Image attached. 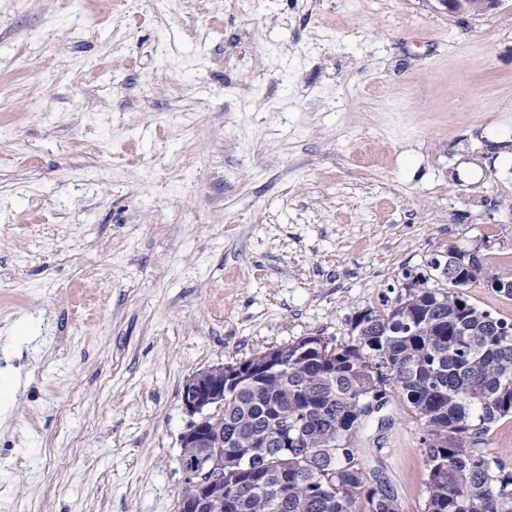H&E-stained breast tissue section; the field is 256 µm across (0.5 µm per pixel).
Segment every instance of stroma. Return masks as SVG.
Returning a JSON list of instances; mask_svg holds the SVG:
<instances>
[{
  "mask_svg": "<svg viewBox=\"0 0 512 512\" xmlns=\"http://www.w3.org/2000/svg\"><path fill=\"white\" fill-rule=\"evenodd\" d=\"M452 245L512 273V0H0V512H176L189 375L347 341Z\"/></svg>",
  "mask_w": 512,
  "mask_h": 512,
  "instance_id": "1",
  "label": "stroma"
}]
</instances>
